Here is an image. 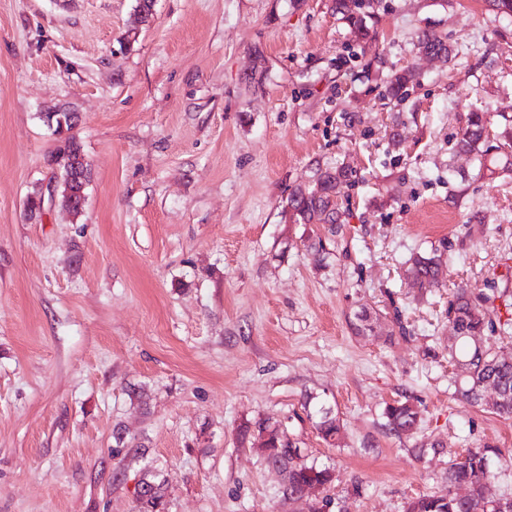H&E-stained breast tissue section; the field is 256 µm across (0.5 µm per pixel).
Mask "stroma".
I'll return each instance as SVG.
<instances>
[{"mask_svg":"<svg viewBox=\"0 0 512 512\" xmlns=\"http://www.w3.org/2000/svg\"><path fill=\"white\" fill-rule=\"evenodd\" d=\"M135 6L0 0V512H137L145 467L166 512H405L456 457L512 449V419L459 400L448 362L456 283L512 316V171L456 148L472 107L490 144L512 126V17L378 0L356 42L332 0H157L124 50ZM426 32L450 58L420 49ZM407 68L413 88L387 99ZM63 103L92 169L84 213L31 220L27 197L57 183L43 115ZM326 168L348 172L336 233L287 205ZM434 248L447 276L418 287L406 263ZM405 399L410 438L382 417ZM261 419L334 482L283 496L238 440ZM414 77L415 75L409 70L392 75L387 85V97L397 102L402 101L408 94V85L413 82ZM318 413L320 417L315 423V427L321 438L329 445H333L341 431L339 421L332 415L330 410L322 409Z\"/></svg>","mask_w":512,"mask_h":512,"instance_id":"35a3bbf8","label":"stroma"}]
</instances>
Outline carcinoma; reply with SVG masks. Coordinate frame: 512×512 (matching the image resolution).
<instances>
[{"mask_svg":"<svg viewBox=\"0 0 512 512\" xmlns=\"http://www.w3.org/2000/svg\"><path fill=\"white\" fill-rule=\"evenodd\" d=\"M357 11L348 9L346 0H334L336 12L343 15L357 40L369 36L367 18L375 12V0H359ZM420 48L428 54L450 56L444 38L426 34L419 40ZM414 74L409 70L391 76L387 85V97L402 101L408 92ZM487 113H468L466 124L460 133V150L480 157L490 156L487 144ZM80 145L70 136L58 146L56 158L64 161L78 158ZM347 177L343 168L325 171L316 184L307 190L297 189L288 197V207L301 224H336V189ZM446 261L444 252L434 249L429 253H417L410 260L408 275L421 288H436L444 277ZM491 297L476 293L470 286H457L453 298L448 301V321L455 333V343L448 346V357L463 368L464 376L455 385L457 396L470 405H481L485 392L492 389L495 398L492 411L505 418H512V354H504L486 344L485 332L495 330L496 321L491 317L487 304ZM315 427L321 438L332 445L338 439L341 428L331 411H319ZM385 427L397 436L411 435L418 424V412L409 401H395L383 409ZM241 436L253 437L254 444L262 449L268 463L279 465L287 473L288 497L304 494L312 488H322L334 479L333 472L325 467L304 461L300 448L284 431H253L245 425ZM512 464V451L500 448H474L454 460L448 467L446 487L440 492L416 498L408 503L406 512H495L493 500L485 489L491 478V461ZM141 491L137 493L139 512H165L166 479L147 470L140 478ZM464 487L467 495L460 497L456 489Z\"/></svg>","mask_w":512,"mask_h":512,"instance_id":"carcinoma-1","label":"carcinoma"}]
</instances>
